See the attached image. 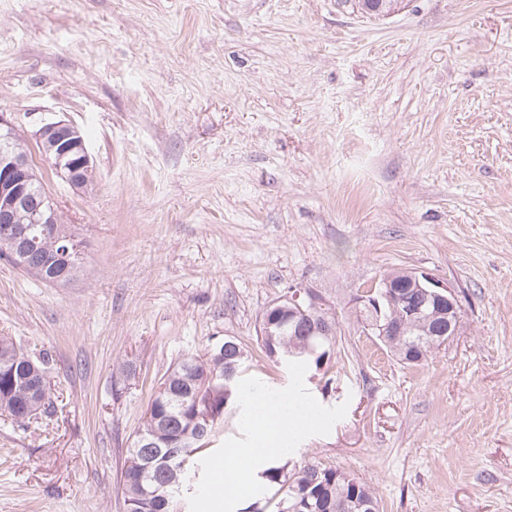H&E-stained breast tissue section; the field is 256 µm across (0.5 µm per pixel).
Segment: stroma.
<instances>
[{
  "instance_id": "35a3bbf8",
  "label": "stroma",
  "mask_w": 512,
  "mask_h": 512,
  "mask_svg": "<svg viewBox=\"0 0 512 512\" xmlns=\"http://www.w3.org/2000/svg\"><path fill=\"white\" fill-rule=\"evenodd\" d=\"M11 115L85 263L64 285L0 259V336L49 349L52 414L0 419V512H127L121 472L159 378L258 340L293 290L336 318L313 459L380 512H512V0H0ZM83 132L88 188L40 153ZM395 269L461 293L450 345L400 362L355 296ZM134 378L121 373L123 364ZM38 145L50 147L43 152L53 172L75 189L89 182L93 164L82 131L65 120L42 122L35 132Z\"/></svg>"
}]
</instances>
